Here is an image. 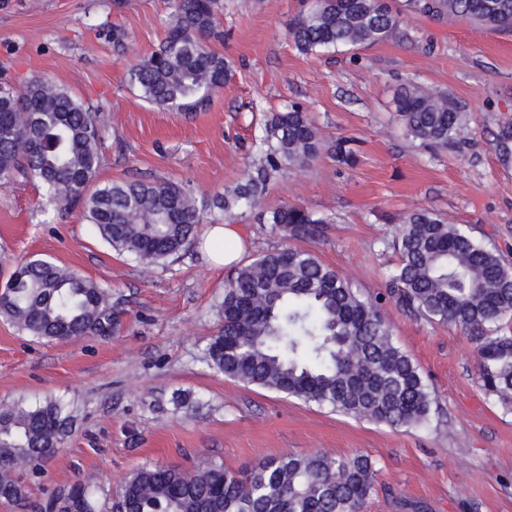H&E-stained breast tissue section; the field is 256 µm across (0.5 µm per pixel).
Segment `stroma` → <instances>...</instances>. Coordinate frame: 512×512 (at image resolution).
Wrapping results in <instances>:
<instances>
[{
    "instance_id": "1",
    "label": "stroma",
    "mask_w": 512,
    "mask_h": 512,
    "mask_svg": "<svg viewBox=\"0 0 512 512\" xmlns=\"http://www.w3.org/2000/svg\"><path fill=\"white\" fill-rule=\"evenodd\" d=\"M304 0H222L232 76L204 112L147 103L128 73L163 44L173 0H0V83L33 77L69 89L98 116L96 184L163 177L207 197L234 187L256 160L272 113L300 107L322 147L305 168L273 173L258 210L240 220V259L296 246L261 211L300 205L328 219L310 247L365 297H383L396 345L438 402L430 421L392 428L245 385L212 369L203 350L221 327L232 267L191 249L142 268L112 249L80 208L49 204L35 180L0 183V289L18 260L44 259L108 288L111 335L43 342L0 317V403L69 402L58 452L28 484L38 501L98 476L95 512H116L136 470L212 463L245 470L287 453L360 452L374 467L363 512H512V402L482 385L462 330L410 314L384 293L398 255L389 242L409 213L466 224L512 265V29L406 18L375 45L298 50L287 35ZM449 93L468 122L463 151L407 133L391 105L401 83ZM352 158L336 160L337 139Z\"/></svg>"
}]
</instances>
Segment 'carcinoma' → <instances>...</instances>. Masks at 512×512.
<instances>
[{"label": "carcinoma", "mask_w": 512, "mask_h": 512, "mask_svg": "<svg viewBox=\"0 0 512 512\" xmlns=\"http://www.w3.org/2000/svg\"><path fill=\"white\" fill-rule=\"evenodd\" d=\"M405 12L512 27V0H404ZM221 0H174L162 46L141 60L130 81L148 103L168 112L205 110L230 67L204 45ZM386 0H317L290 23L288 37L313 53L326 47L377 44L397 30ZM395 112L408 133L434 147H464V106L413 84L398 86ZM97 116L67 89L46 79L0 85V183L23 173L59 203L79 204L86 220L119 252L146 266L192 245L205 212L233 223L258 205L270 173L301 169L320 150L306 113L274 112L259 158L231 190L197 199L163 178L113 181L89 191L100 166ZM268 222L298 240H314L328 220L302 206L270 212ZM399 263L387 295L400 308L473 337L485 389L512 399V266L461 224L420 209L397 226ZM223 325L204 349L224 377L284 393L337 412L393 427H417L434 399L410 354L390 337L382 304L364 298L311 249L268 252L224 284ZM0 316L48 342L110 336L109 292L72 268L31 259L18 263L0 293ZM68 415L58 400L0 405V500H26L22 472L35 474L62 445ZM92 479L53 494L40 512H93ZM373 489V463L354 452L284 454L247 473L220 465L195 471L142 468L124 483L128 512H360Z\"/></svg>", "instance_id": "obj_1"}]
</instances>
